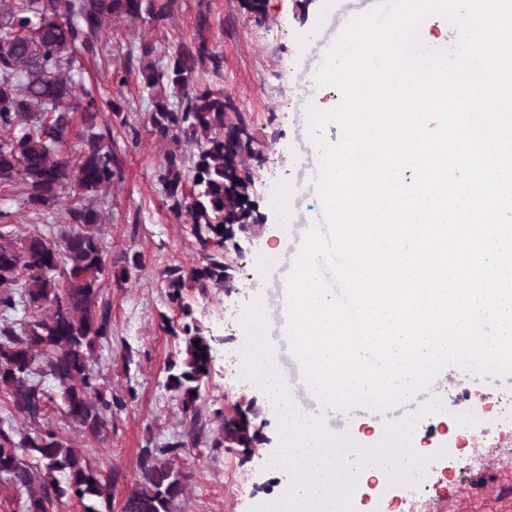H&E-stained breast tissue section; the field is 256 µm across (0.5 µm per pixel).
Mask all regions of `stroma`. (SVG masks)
Returning <instances> with one entry per match:
<instances>
[{
  "mask_svg": "<svg viewBox=\"0 0 512 512\" xmlns=\"http://www.w3.org/2000/svg\"><path fill=\"white\" fill-rule=\"evenodd\" d=\"M371 8L370 0H265L263 14L254 16L240 0H177L165 23L147 19L113 25L103 37L102 56L85 61L74 74L76 85L95 87L102 99L119 101L126 117L125 123L112 125V148L123 177L96 202L113 272L100 291L110 338L96 347L91 360L99 387L121 404L113 408L103 440L82 433L56 410L44 423L80 448L92 466L116 474L112 512H121L124 497L142 480L141 449L176 440L188 444L183 460L190 472L176 512H266L272 498V459L282 443L279 421L266 409L250 375L236 371L224 352L245 351L250 309L259 299L274 303L276 269L293 259L305 226L322 215L315 188L320 155L309 146V113L341 93L333 86L314 94L306 88L337 39L330 28L332 17L362 15ZM202 14L208 23L201 28L197 19ZM202 41L220 62H205L196 81L223 90L246 121L256 152L247 165L263 220L232 258L236 293L228 297L215 287L184 291L195 318L212 338L215 356L213 375L201 388L199 419L193 423L166 388L167 366L178 342L164 328L165 319L177 315L168 301L165 271L200 266L202 254L189 225L170 211L157 180L174 145L151 133L152 105L141 92L136 50L140 43H151V59L162 67L178 44ZM118 68L126 72L125 84L112 80ZM19 193L16 187L0 191V210L12 212L17 235L37 231L56 238L68 229L69 198L39 217L23 206ZM283 193L288 196L284 209L273 203ZM264 252L270 260L257 266L254 259ZM135 253L142 255L143 268L130 278L116 279L115 270ZM508 398L512 372L480 374L449 364L435 380L387 408L359 404L332 417L333 425L358 439L386 435L390 425L411 418L430 429L416 451L426 463L415 469V483L390 479L380 485L356 484L350 512H402L405 498L426 501L423 512H512V429L499 424ZM442 399L448 402V415L434 417L433 407ZM252 404L262 410L264 443L246 459L213 447L221 412ZM471 412L483 415L486 436L474 445L452 446V438L462 431V417Z\"/></svg>",
  "mask_w": 512,
  "mask_h": 512,
  "instance_id": "obj_1",
  "label": "stroma"
}]
</instances>
